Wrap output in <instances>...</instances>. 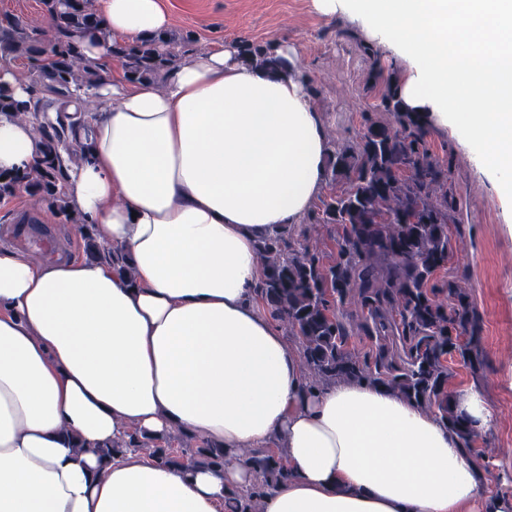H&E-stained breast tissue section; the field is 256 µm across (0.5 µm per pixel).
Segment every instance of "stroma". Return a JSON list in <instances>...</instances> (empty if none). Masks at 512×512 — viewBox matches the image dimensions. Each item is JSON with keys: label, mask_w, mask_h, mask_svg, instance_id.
Wrapping results in <instances>:
<instances>
[{"label": "stroma", "mask_w": 512, "mask_h": 512, "mask_svg": "<svg viewBox=\"0 0 512 512\" xmlns=\"http://www.w3.org/2000/svg\"><path fill=\"white\" fill-rule=\"evenodd\" d=\"M171 17L170 33L191 35L195 53L218 43L280 38L295 51L299 70L316 90L311 102L325 118L326 138L359 140L362 112L376 102L367 84L374 71H390L386 53L365 52V35L346 17L317 14L311 0H161ZM431 150L449 156V180L461 201V224L453 233L447 275H467L470 300L481 318L484 364L472 371L451 358L453 389L482 390L495 411L493 427L482 432L473 455L484 467L482 494L512 493V213L504 209L492 181L475 163L467 142L444 128H429ZM31 220L18 236L17 254L31 262L48 254L82 258L84 246L72 225L25 193L0 199V225Z\"/></svg>", "instance_id": "35a3bbf8"}]
</instances>
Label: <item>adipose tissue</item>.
<instances>
[{
    "label": "adipose tissue",
    "instance_id": "ef3b65f1",
    "mask_svg": "<svg viewBox=\"0 0 512 512\" xmlns=\"http://www.w3.org/2000/svg\"><path fill=\"white\" fill-rule=\"evenodd\" d=\"M401 65L412 109L463 136L512 211V0H312ZM111 42L166 31L160 0H95ZM67 192L134 269L33 263L0 228V512H223L255 471H183L99 446L134 427L229 450L281 443L290 477L262 512H512L434 415L366 383L308 389L300 353L254 302L257 245L311 209L325 121L301 83L222 43L163 85L104 79ZM0 116V171L36 159Z\"/></svg>",
    "mask_w": 512,
    "mask_h": 512
}]
</instances>
